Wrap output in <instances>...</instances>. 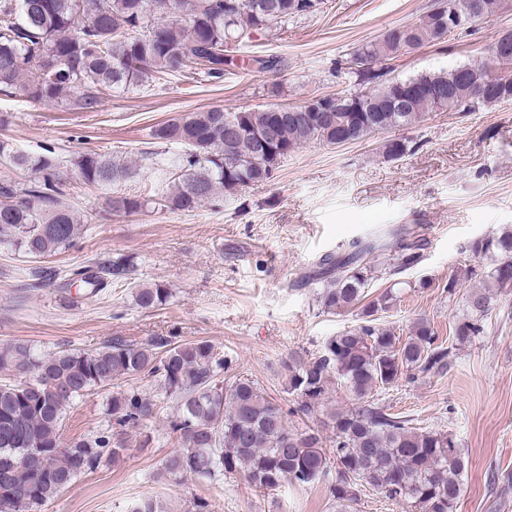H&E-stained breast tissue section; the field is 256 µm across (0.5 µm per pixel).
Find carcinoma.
Wrapping results in <instances>:
<instances>
[{"label": "carcinoma", "mask_w": 512, "mask_h": 512, "mask_svg": "<svg viewBox=\"0 0 512 512\" xmlns=\"http://www.w3.org/2000/svg\"><path fill=\"white\" fill-rule=\"evenodd\" d=\"M496 0H443L418 22L390 27L351 56L353 74L366 90L315 96L292 111L270 105L236 112L222 108L192 112L159 125L155 139L180 146L161 158L171 190L160 199L116 196L112 210L137 213L151 203L191 211L222 193L264 183L280 162L305 145L361 142L375 134L421 123L432 112H471L512 102V56L467 68L491 77L497 90L486 94L458 77L459 68L399 78L389 62L442 39L446 6L477 4L479 13ZM326 0H0V92L29 102L54 103L96 112L108 91L145 88L168 75L195 67L224 77L226 52L272 26L284 27L323 12ZM174 18H168V15ZM275 142L263 146L270 127ZM411 141H383V157L396 161ZM0 159L27 169V184L0 180V244L34 260L69 250L81 218L64 203L66 185L58 178V154L48 145L34 155L0 140ZM84 183L108 186L140 176L134 163L119 164L98 153L71 160ZM383 250L374 240L354 241L349 252L326 254L314 272L321 283V308L335 314L358 309L360 323L329 337L320 351L288 364V394L295 412L312 416L325 406L332 387H344L356 401L329 415L333 433L323 447L319 429L296 427L282 406L249 378L231 374L224 351L207 340L184 343L155 338H123L92 350L66 349L38 354L16 342L0 350V512H40L77 476L97 469L124 451L119 438L92 437L67 445L62 439L66 408L86 393L124 377L146 375L159 382L151 395L131 387L112 394V424L135 428L174 404L170 421L181 448L163 462L166 480L215 481L240 474L262 492L286 483L310 484L336 469L331 494L338 512H350L364 483L388 499L419 512H457L467 461L443 432L421 431L409 420L385 412L374 393L401 378L408 380L453 365L452 349L485 332L494 303L492 289L512 288V230L476 239L470 252L492 264L470 268L466 278L479 286L465 295L466 313L450 329L451 345L436 343L430 323L417 319L402 338L378 324V314L396 302L389 287L368 299L372 266L368 256ZM423 244L399 237L392 268L401 274L423 260ZM133 258L119 255L94 266L55 270L65 290L77 284L92 300L108 286L130 279ZM171 297L160 284L141 285L136 304L157 309Z\"/></svg>", "instance_id": "1"}]
</instances>
